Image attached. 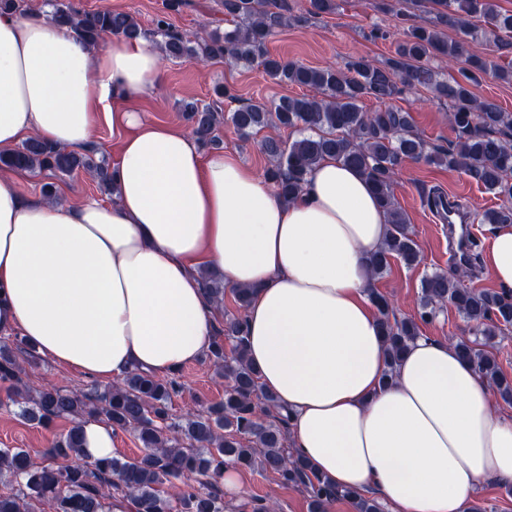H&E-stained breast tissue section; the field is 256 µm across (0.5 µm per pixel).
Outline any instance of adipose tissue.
Returning <instances> with one entry per match:
<instances>
[{
	"label": "adipose tissue",
	"instance_id": "obj_1",
	"mask_svg": "<svg viewBox=\"0 0 512 512\" xmlns=\"http://www.w3.org/2000/svg\"><path fill=\"white\" fill-rule=\"evenodd\" d=\"M162 81L152 41L92 49L46 14H0V148L32 134L94 148L112 100L125 130L112 202L35 200L0 177V333L101 381L173 374L215 334L209 267L251 289L250 360L291 413L294 453L330 484L389 512H468L479 486L511 483L512 421L454 345L419 337L381 384L367 259L387 217L365 178L327 158L280 198L235 155L142 119L134 102ZM485 265L512 291V225L493 228Z\"/></svg>",
	"mask_w": 512,
	"mask_h": 512
}]
</instances>
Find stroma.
I'll use <instances>...</instances> for the list:
<instances>
[{
	"mask_svg": "<svg viewBox=\"0 0 512 512\" xmlns=\"http://www.w3.org/2000/svg\"><path fill=\"white\" fill-rule=\"evenodd\" d=\"M167 0H73L82 11L112 10L132 13L145 26L166 16L174 27L187 35L212 28L222 18L219 0H190L187 7L174 12L166 10ZM436 6L432 0H336V10L306 24L291 26L270 37L268 50L291 62L321 68L344 66L353 55H362L375 63L394 56L396 46L406 37L408 28L419 20L432 21ZM224 83L238 100L263 104L283 97L314 96V89L273 83L262 68L244 64L211 61L199 64L188 60H166L161 87L141 99L136 109L152 122L182 128L186 120L181 105L186 101L206 104L212 101L215 83ZM394 107L408 112L415 130L428 148H445L455 135L448 122L449 102L436 99L427 89L403 92L393 101ZM222 151L237 155L256 173H264L268 159L260 149L259 138L242 140L231 124L220 128ZM53 183L55 196L67 202L101 199L96 182L84 172L49 177L26 174L20 187L33 199L43 198V186ZM396 201L406 213L423 262L410 270L399 261H392L387 273L373 286L383 293L393 294L397 318H413L418 314L420 280L433 270H448V226L427 205L435 191L453 197L467 206V219L479 242L489 237L488 225L482 224V213L497 207L499 199L487 192L467 173L448 170L422 161H405L393 186ZM27 379L35 383H50L61 389L90 390L97 387L95 379L56 366L45 358H37L26 367ZM180 391L172 398L175 415L187 408H204L224 397V381L215 375L208 359L186 365L178 373ZM7 385H0V448H24L41 456L66 433L69 423L56 420L42 427L24 421L16 407L7 404ZM240 504L230 505L228 512H250L254 501L271 499L278 503L279 512H309L308 499L302 491L282 486L275 475L257 468H239Z\"/></svg>",
	"mask_w": 512,
	"mask_h": 512,
	"instance_id": "stroma-1",
	"label": "stroma"
}]
</instances>
